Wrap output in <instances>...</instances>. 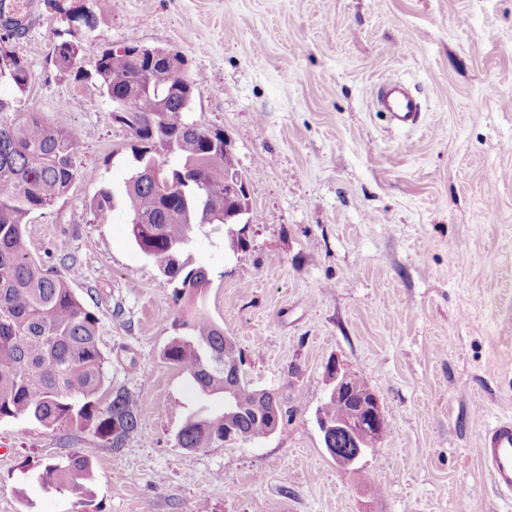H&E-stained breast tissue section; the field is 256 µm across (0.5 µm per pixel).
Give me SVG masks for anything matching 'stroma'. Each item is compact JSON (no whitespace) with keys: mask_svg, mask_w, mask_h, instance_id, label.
Returning <instances> with one entry per match:
<instances>
[{"mask_svg":"<svg viewBox=\"0 0 512 512\" xmlns=\"http://www.w3.org/2000/svg\"><path fill=\"white\" fill-rule=\"evenodd\" d=\"M19 15L10 47L34 75L22 111L80 135L78 176L30 217L24 247L98 317L101 399L127 388L138 428L115 449L76 425L0 420V512H512L479 455L481 432L512 416V0H116L100 20L103 46L182 54L189 120L223 130L250 176L248 249L225 252L223 225L206 224L179 260L207 271L205 311L282 420L198 450L177 432L224 401L163 359L189 303L130 239L132 136L94 80L52 63L86 29L48 0ZM387 80L418 97V127L375 111ZM105 186L115 208L100 224ZM331 360L388 420L353 469L317 423ZM72 450L92 463L83 499L39 480ZM114 194L108 187H102L91 202V211L97 223H107L114 208Z\"/></svg>","mask_w":512,"mask_h":512,"instance_id":"1","label":"stroma"}]
</instances>
